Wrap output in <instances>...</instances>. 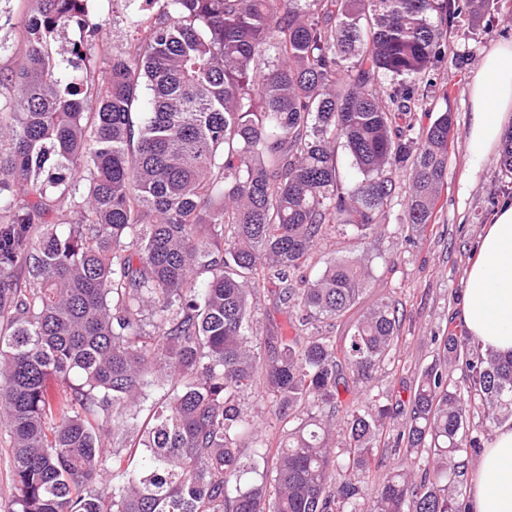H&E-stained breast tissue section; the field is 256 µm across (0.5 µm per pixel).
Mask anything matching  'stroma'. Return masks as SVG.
I'll return each mask as SVG.
<instances>
[{
	"label": "stroma",
	"instance_id": "stroma-1",
	"mask_svg": "<svg viewBox=\"0 0 512 512\" xmlns=\"http://www.w3.org/2000/svg\"><path fill=\"white\" fill-rule=\"evenodd\" d=\"M499 14L492 33L475 32L448 40L449 52L463 58L462 70L441 65L437 82L448 97L438 108L448 110L454 122V148L448 162V179L438 202L434 224L425 232L412 229L402 219L403 207L393 202L382 222L380 236L363 243L340 231L329 232L314 257L315 270H322L334 256L370 252L372 276L364 292V304L395 293L404 305L405 321L400 331L398 365H385L377 372L372 392L377 396L398 394L411 386V368L430 364L437 354L432 338L448 328H457L465 288V272L473 259L479 238L498 203L512 197V179L503 177L498 156L471 166L466 132L471 119L470 84L492 45L512 41V0H498ZM91 7L104 22L107 45L124 44L131 10L126 0H91Z\"/></svg>",
	"mask_w": 512,
	"mask_h": 512
}]
</instances>
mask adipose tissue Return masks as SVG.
Instances as JSON below:
<instances>
[{
  "instance_id": "ef3b65f1",
  "label": "adipose tissue",
  "mask_w": 512,
  "mask_h": 512,
  "mask_svg": "<svg viewBox=\"0 0 512 512\" xmlns=\"http://www.w3.org/2000/svg\"><path fill=\"white\" fill-rule=\"evenodd\" d=\"M466 147L481 164L512 123V42L493 45L470 89ZM459 327L483 348L512 352V200H503L487 224L466 276ZM470 512H512V426L498 429L481 452L467 490Z\"/></svg>"
}]
</instances>
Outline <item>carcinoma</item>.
Listing matches in <instances>:
<instances>
[{
    "mask_svg": "<svg viewBox=\"0 0 512 512\" xmlns=\"http://www.w3.org/2000/svg\"><path fill=\"white\" fill-rule=\"evenodd\" d=\"M35 2L15 25L0 9L25 44L0 74L9 512H467L469 419L512 418V354L450 329L407 398L366 403L403 304L376 301L339 347L322 323L356 306L368 263L306 270L332 228L375 238L399 195L413 228L434 223L454 124L415 114L436 67L463 64L448 34L493 30L492 0H127L110 51L90 0ZM267 283L290 336L252 314ZM258 388L262 419L242 404Z\"/></svg>",
    "mask_w": 512,
    "mask_h": 512,
    "instance_id": "1",
    "label": "carcinoma"
}]
</instances>
